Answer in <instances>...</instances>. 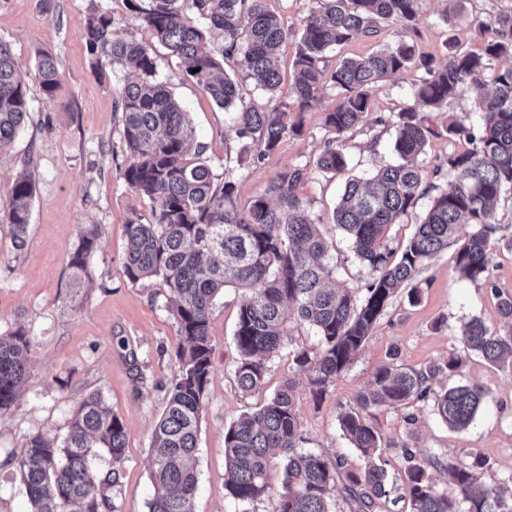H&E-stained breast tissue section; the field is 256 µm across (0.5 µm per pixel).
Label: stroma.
<instances>
[{
    "label": "stroma",
    "instance_id": "stroma-1",
    "mask_svg": "<svg viewBox=\"0 0 512 512\" xmlns=\"http://www.w3.org/2000/svg\"><path fill=\"white\" fill-rule=\"evenodd\" d=\"M308 2L268 0V5L295 37L301 32L300 19ZM446 7L445 0H422L416 30L396 29V37L414 42L420 54L438 59L449 41L457 49L475 50L481 45L477 23L512 10V0H463L462 10L450 19ZM96 11L111 13L125 37L152 43L125 0H0V39L12 46L29 98L22 130L12 148L0 154V207L7 205L19 174L30 171L35 176L23 246H16L12 226L0 223V333L21 327L33 340L29 373L11 411L0 416V512H29L16 455L33 435L64 439L75 409L91 393L100 394L127 429L125 459L111 493L113 512H148L153 494L151 434L167 405L179 336L168 289L156 280L131 283L124 273L125 224L135 216L149 220L150 205L120 176L129 155L113 92L129 73L119 65H96L88 53L83 31ZM294 37L282 49L286 79L292 75ZM152 45L160 80L188 112L195 140L205 146L214 174L235 182L239 206L262 194L279 172L305 167L299 192L323 235L336 244L331 251L336 282L364 295L367 272L341 240L332 219L341 181L316 165L329 136L322 112L335 103V89L326 88L306 115L302 136L287 139L262 162L245 168L236 162L237 142L227 137L231 113L217 107L162 45ZM45 54L59 64V86L51 99L43 95L35 78V65ZM423 76V70L414 67L380 82L373 91L363 125L346 139L356 174L371 173L392 161L395 131L381 129L379 121L411 103L413 86ZM452 116L479 123L470 91H460L446 111L432 115L423 177L440 186L448 178L449 155L468 147L467 141L449 135ZM83 224L97 225L100 247L90 262L93 282L74 302L67 261ZM489 270L494 283L490 289L461 278L453 250L438 253L420 276L419 301L409 303L403 293L392 301L354 362L318 404L308 393L306 375L290 374L287 352L269 360L261 389L246 394L237 387L232 373L237 357L233 332L242 292L227 288L217 298L211 319L212 368L198 435L194 512H276L280 475H273L271 489L253 503L237 504L227 494L224 430L263 404L290 376L296 379L305 449L330 458L347 454L352 467L361 468V460L340 431L339 404L352 403L388 359L424 370L462 352L459 328L472 317L499 326L495 294H512V249L494 247ZM454 381L475 382L489 392L487 409L465 430L448 429L431 404L420 401L374 411L373 422L386 441L383 458L389 472H400V446L407 442L417 449L421 463L437 455L463 462L473 450L490 461L485 482L512 477V367H497L473 355ZM410 413L417 419L411 429L404 422Z\"/></svg>",
    "mask_w": 512,
    "mask_h": 512
}]
</instances>
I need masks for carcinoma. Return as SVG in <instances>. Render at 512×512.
<instances>
[{
    "label": "carcinoma",
    "mask_w": 512,
    "mask_h": 512,
    "mask_svg": "<svg viewBox=\"0 0 512 512\" xmlns=\"http://www.w3.org/2000/svg\"><path fill=\"white\" fill-rule=\"evenodd\" d=\"M125 2L211 100L233 110L230 134L240 144V165H254L285 140L301 135L305 115L324 89L336 90V103L323 111V125L333 137L325 141L316 164L344 177L335 224L369 274L362 297L333 286L336 267L329 243L298 192L305 167L278 173L263 194L239 208L235 182L216 180L203 147L193 144L188 112L157 79L151 47L119 34L109 13L88 20L84 40L96 63L128 65L137 73L115 97L130 158L121 178L150 202L151 219L144 224L131 218L125 224L124 273L132 283L158 278L175 296L178 366L165 412L152 433L154 494L148 512H193L198 488L193 460L211 375L210 322L215 300L227 287L248 291L233 333L238 353L233 372L239 389H260L268 361L285 349L294 327L306 325L317 337L316 351L300 348L288 355L292 371L307 374L309 394L319 403L352 364L395 294L406 288L409 300H418L417 277L427 262L457 241L459 227L470 225L473 231L456 248V269L463 278L496 290L503 329L473 317L460 327L461 343L466 353L490 364L512 366V295L497 291L489 275L492 248L503 240L497 236L495 205L503 192L512 191V66L494 72L493 90L486 89L484 80L493 61L512 58V12L496 15L491 22L495 37L482 42L478 52L451 46L438 61L417 54L414 43L398 40L366 57L345 58L331 69L329 52L353 38H380L386 23L414 27L420 0H313L301 19L292 80L284 89L281 48L288 29L267 9L266 0H192L200 25L185 13L186 0ZM209 31L222 37L220 46L206 47ZM227 59L237 61L241 76L257 79L274 106L246 102L240 94L241 76L224 73ZM413 66L426 74L413 91V104L387 119L397 131L392 144L396 161L366 179L349 174L345 134L369 112L373 88ZM36 77L43 94L53 98L59 84L53 56L39 58ZM465 85L474 95L480 124L452 119L448 134L465 138L473 148L448 155L452 180L444 188L432 186L424 181L422 163L433 130L421 112L440 111ZM27 112L19 63L10 44L0 40V154L13 145ZM34 190L32 173L19 177L3 216L16 230L20 246ZM432 191L435 195L405 245L399 251L389 247L391 226L401 223ZM98 247V227L82 226L68 262L73 302L90 280V260ZM32 347L21 327L0 334V413L16 400ZM461 366L459 356L426 371L383 364L352 404H338L342 435L363 460L356 471L349 469L342 454L330 461L301 448L296 382L286 379L264 404L225 428L226 490L237 503H252L268 492L271 475L278 471L277 512H334L330 494L335 490L348 512H374L392 486L382 460L383 438L371 411L430 401L449 429L463 430L488 402L489 392L477 383L440 392L432 388L438 376H455ZM126 441L123 420L99 394L85 396L63 442L37 434L15 458L31 512L111 508L109 491L118 482ZM96 448L112 460L110 479L100 480L92 470ZM400 449L402 497L410 512H512V494L505 495L500 484L482 481L490 465L481 454L469 452L466 463L434 458L433 467L448 484L440 489L416 460V451L407 443Z\"/></svg>",
    "instance_id": "1"
}]
</instances>
